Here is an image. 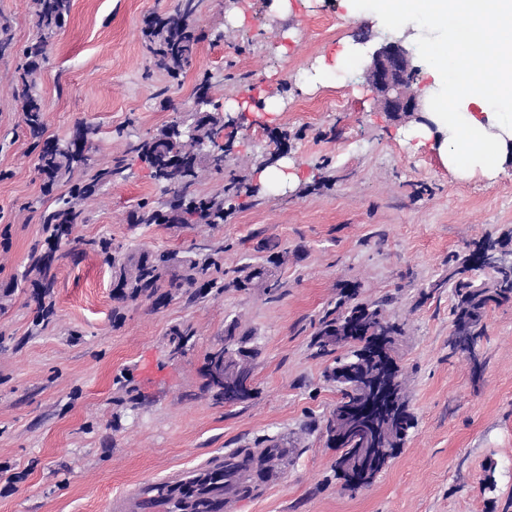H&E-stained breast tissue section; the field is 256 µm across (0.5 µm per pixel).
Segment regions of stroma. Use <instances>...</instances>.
<instances>
[{"mask_svg":"<svg viewBox=\"0 0 512 512\" xmlns=\"http://www.w3.org/2000/svg\"><path fill=\"white\" fill-rule=\"evenodd\" d=\"M178 0H72L36 90L49 136L87 122L99 168L124 160L123 178L84 204L75 234L87 246L60 250L46 301L54 315L34 330L38 305L21 274L44 243L28 209L42 182L13 96L21 51L35 38L29 0H0L12 48L0 56V512H132L143 487L205 465L255 440L288 450L283 470L226 512H512V304L489 309L476 347L451 353L452 288L434 289L449 257L490 237L512 238V160L495 177L460 176L430 147L408 141L416 116L383 112L366 83L368 50L384 41L368 0H203V38L178 79L154 69L144 20ZM354 44L346 64L318 74L319 57ZM230 115L223 176L241 184L224 222L135 226L127 216L161 191L128 144L188 111L201 79ZM294 164L298 182L268 190L262 169ZM223 176L192 191L209 195ZM107 238L127 249L184 252L208 240L224 248L225 280L245 263H270L281 287L197 289L156 307L129 304L115 319L112 275L89 248ZM385 301L403 323L396 358L415 417L404 447L367 487L345 489L337 452L322 435L338 397L313 355L318 321L346 291ZM258 350L254 394L215 403L205 355L231 320ZM195 332L185 356L169 355L172 326ZM125 384H117V377ZM496 465V489L484 469Z\"/></svg>","mask_w":512,"mask_h":512,"instance_id":"stroma-1","label":"stroma"}]
</instances>
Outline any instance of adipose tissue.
<instances>
[{"label":"adipose tissue","instance_id":"ef3b65f1","mask_svg":"<svg viewBox=\"0 0 512 512\" xmlns=\"http://www.w3.org/2000/svg\"><path fill=\"white\" fill-rule=\"evenodd\" d=\"M375 13L382 26L417 23L425 93L436 110L411 138L436 149L444 166L467 162L496 175L512 158V0H376ZM467 50L483 74L466 84L460 62Z\"/></svg>","mask_w":512,"mask_h":512}]
</instances>
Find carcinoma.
<instances>
[{
  "mask_svg": "<svg viewBox=\"0 0 512 512\" xmlns=\"http://www.w3.org/2000/svg\"><path fill=\"white\" fill-rule=\"evenodd\" d=\"M201 0H178L171 12L157 13L149 17L141 29L142 38L150 52L155 68L177 78L190 66L201 34L191 23ZM71 0H31L37 37L23 51L17 66L14 96L23 115V133L29 139L36 155V170L40 175L43 197L35 200L40 209L46 248L33 251L25 276H34L35 298L42 301L54 287L53 264L56 260L52 246L62 237L70 236L72 229L86 222L83 203L100 194L112 181L125 171L123 161L98 169L90 178L74 182L75 169L87 164V150L98 134L96 127L80 123L70 138L61 140L46 136L44 104L35 86V75L46 60V38L55 34L70 11ZM209 79L203 78L194 93L197 108L182 112L164 129L138 139L130 145V152L148 163L153 178L160 185L161 199L145 200L131 211L127 221L134 225L150 224H222L224 223V199L236 181L232 180L221 191L210 195H196L190 188L199 180L201 172L209 169L224 172V148L216 147L215 140L224 131V115L219 106L212 105L208 94ZM214 106L209 110L208 106ZM68 190L56 195L60 185ZM104 262L112 269V298L127 303L151 300L159 306L188 288H198L218 294L224 292V279L217 276L223 266L224 247L205 245L181 256L177 252L140 249L128 251L104 239L98 242ZM500 255L512 253V247L497 239L488 238L462 257L448 261V276L433 284L442 288L452 286L455 303L452 308L453 330L471 337L472 345L484 336L489 306L512 300V264H494L488 261V253ZM232 279L237 288H259L271 292L280 287L272 279L269 269L262 265H246L237 269ZM347 294L336 306L319 320L313 346L315 356L333 357L325 376L334 379L336 368L353 358L354 352L343 357L335 356L336 345L321 341L338 323L351 326L353 341L363 343L368 349L374 337L381 334L402 336L403 325L385 319L386 330L379 332L373 326L361 322L358 308L370 309L384 316L379 303L349 305ZM238 321H232L224 331L220 347L206 353V367L224 361V354L234 349L244 355V366L254 371L256 352L244 349L236 336ZM195 336L189 327L175 326L169 332L171 352L185 355ZM284 457L285 449L275 439H266L253 447L235 449L232 453L214 457L204 466L174 481H161L145 486L137 501L139 512H224L229 499L252 496V473L262 477L270 456Z\"/></svg>",
  "mask_w": 512,
  "mask_h": 512,
  "instance_id": "carcinoma-1",
  "label": "carcinoma"
}]
</instances>
